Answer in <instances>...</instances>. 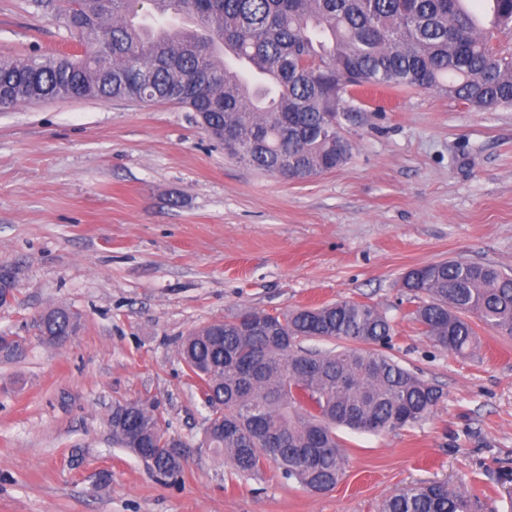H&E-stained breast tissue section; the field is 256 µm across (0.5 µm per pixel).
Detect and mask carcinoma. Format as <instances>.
Returning a JSON list of instances; mask_svg holds the SVG:
<instances>
[{
	"instance_id": "cac0c4a2",
	"label": "carcinoma",
	"mask_w": 512,
	"mask_h": 512,
	"mask_svg": "<svg viewBox=\"0 0 512 512\" xmlns=\"http://www.w3.org/2000/svg\"><path fill=\"white\" fill-rule=\"evenodd\" d=\"M36 0L59 13L80 56L0 58V105L60 97L173 102L234 158L274 175L312 178L346 164L343 122L366 86L421 89L480 112L512 106V0ZM264 73L256 91L237 81L226 54ZM419 299L415 320L435 346L456 355L479 347L480 327L512 336V272L463 259L403 273ZM41 339L76 333L64 307L40 313ZM393 326L376 307L351 300L282 315L245 309L186 336L188 375L207 389L206 441L239 475L274 465L323 493L346 456L336 428L381 433L420 424L444 397L382 348ZM306 340L342 342L325 351ZM24 337L0 343V362L25 354ZM112 440L164 475L180 471V448L154 409L112 408ZM471 490L431 481L387 498L382 512H478Z\"/></svg>"
}]
</instances>
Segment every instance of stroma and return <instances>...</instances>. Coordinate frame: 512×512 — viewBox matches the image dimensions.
Masks as SVG:
<instances>
[{"mask_svg": "<svg viewBox=\"0 0 512 512\" xmlns=\"http://www.w3.org/2000/svg\"><path fill=\"white\" fill-rule=\"evenodd\" d=\"M75 47L32 0H0V56ZM345 123L344 166L289 182L229 158L172 103L55 98L0 111V267L14 298L0 332L28 337L0 364V512H380L422 481L473 486L512 512V337L473 355L434 346L399 288L408 269L464 259L512 268V107L478 112L419 90L367 91ZM338 300L390 319L389 355L444 393L421 424L338 428L346 467L314 493L267 466L231 475L202 444L208 414L178 353L244 309ZM78 312L70 342L31 318ZM151 405L186 446L165 477L112 441V407Z\"/></svg>", "mask_w": 512, "mask_h": 512, "instance_id": "1", "label": "stroma"}]
</instances>
